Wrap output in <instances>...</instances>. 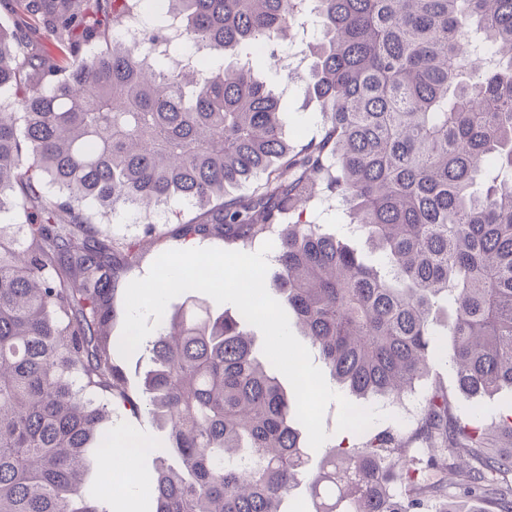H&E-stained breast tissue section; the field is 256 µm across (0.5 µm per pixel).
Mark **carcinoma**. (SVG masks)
<instances>
[{
  "label": "carcinoma",
  "mask_w": 512,
  "mask_h": 512,
  "mask_svg": "<svg viewBox=\"0 0 512 512\" xmlns=\"http://www.w3.org/2000/svg\"><path fill=\"white\" fill-rule=\"evenodd\" d=\"M13 1L33 26L0 25V219L23 218L0 235V512H109L82 487L114 405L169 428L147 449L155 512H282L303 480L313 512H512V448L490 447L512 414L460 416L440 385L412 428L329 445L311 472L239 312L180 307L132 398L107 327L114 253L135 265L140 245L100 231L188 203L206 221L185 241L277 232L278 292L357 400H402L441 355L469 399L512 388V0H162L133 46L131 0ZM310 26L325 134L297 150L255 71ZM329 200L379 265L306 219Z\"/></svg>",
  "instance_id": "obj_1"
}]
</instances>
